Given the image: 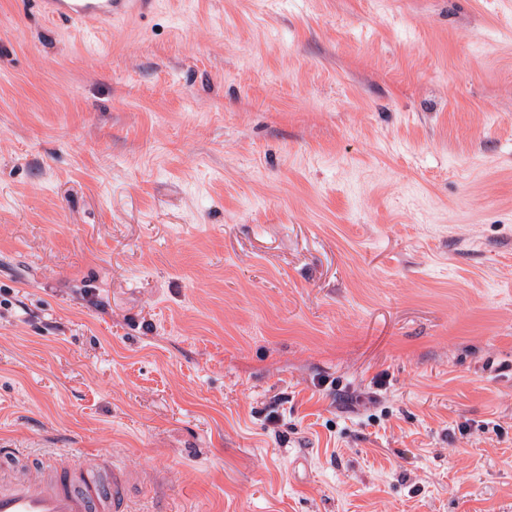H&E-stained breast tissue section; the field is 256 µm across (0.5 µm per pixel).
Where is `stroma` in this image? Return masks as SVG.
<instances>
[{"label": "stroma", "instance_id": "35a3bbf8", "mask_svg": "<svg viewBox=\"0 0 512 512\" xmlns=\"http://www.w3.org/2000/svg\"><path fill=\"white\" fill-rule=\"evenodd\" d=\"M1 444L512 512V0H0ZM43 14L51 20H66L85 25L107 26L112 20L149 10L150 0H43Z\"/></svg>", "mask_w": 512, "mask_h": 512}]
</instances>
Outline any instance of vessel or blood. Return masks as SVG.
<instances>
[{
  "label": "vessel or blood",
  "instance_id": "vessel-or-blood-1",
  "mask_svg": "<svg viewBox=\"0 0 512 512\" xmlns=\"http://www.w3.org/2000/svg\"><path fill=\"white\" fill-rule=\"evenodd\" d=\"M151 0H42L51 20L106 26L149 10ZM23 448H0V512H152L137 503L135 477L114 453L92 466L63 453L55 469L31 476Z\"/></svg>",
  "mask_w": 512,
  "mask_h": 512
}]
</instances>
